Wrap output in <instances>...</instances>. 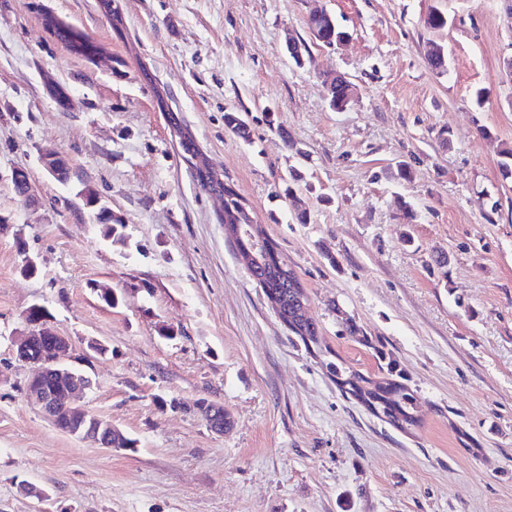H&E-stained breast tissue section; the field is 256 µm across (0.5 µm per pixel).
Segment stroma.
I'll return each instance as SVG.
<instances>
[{
    "instance_id": "1",
    "label": "stroma",
    "mask_w": 512,
    "mask_h": 512,
    "mask_svg": "<svg viewBox=\"0 0 512 512\" xmlns=\"http://www.w3.org/2000/svg\"><path fill=\"white\" fill-rule=\"evenodd\" d=\"M116 4L119 35L98 0H0V512H512V172L500 155L512 144L501 68L512 0ZM435 8L447 28L425 27ZM317 9L346 29L344 45L312 39ZM46 11L100 57L72 54ZM293 38L308 45L305 66L288 53ZM432 43L448 52L447 74L427 64ZM327 73L356 87L346 110L330 107ZM167 106L287 257L324 345L367 375L377 361L360 335L399 360L418 428L344 398L288 333L224 235L222 199L193 183ZM230 108L251 142L225 129ZM272 117L298 153L281 147ZM48 152L67 158V182L41 166ZM400 164L409 178H388ZM292 166L305 174L295 191L307 224L279 195ZM17 169L35 206L14 193ZM87 189L125 219V243L93 225ZM26 255L32 279L19 273ZM99 285L123 304L108 306ZM37 303L70 340L67 366L92 380L86 407L134 450L63 433L28 399L32 369L14 339ZM164 324L175 339L159 335ZM200 398L224 405L233 429L211 431Z\"/></svg>"
}]
</instances>
